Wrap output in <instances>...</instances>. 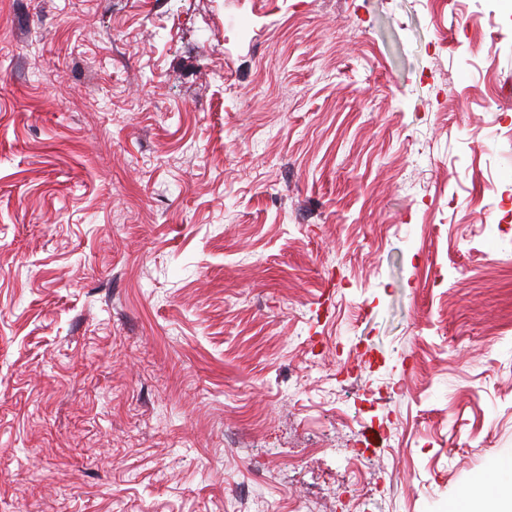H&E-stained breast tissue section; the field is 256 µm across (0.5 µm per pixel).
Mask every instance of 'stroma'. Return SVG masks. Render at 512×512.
I'll return each mask as SVG.
<instances>
[{
  "label": "stroma",
  "mask_w": 512,
  "mask_h": 512,
  "mask_svg": "<svg viewBox=\"0 0 512 512\" xmlns=\"http://www.w3.org/2000/svg\"><path fill=\"white\" fill-rule=\"evenodd\" d=\"M511 456L512 0H0V512Z\"/></svg>",
  "instance_id": "obj_1"
}]
</instances>
